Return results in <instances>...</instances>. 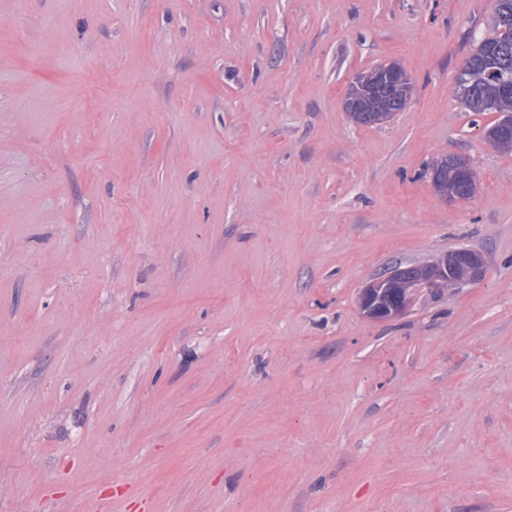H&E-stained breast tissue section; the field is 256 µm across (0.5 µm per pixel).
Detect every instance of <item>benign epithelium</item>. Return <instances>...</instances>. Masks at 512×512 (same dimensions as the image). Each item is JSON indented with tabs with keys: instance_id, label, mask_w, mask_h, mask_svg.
Segmentation results:
<instances>
[{
	"instance_id": "obj_1",
	"label": "benign epithelium",
	"mask_w": 512,
	"mask_h": 512,
	"mask_svg": "<svg viewBox=\"0 0 512 512\" xmlns=\"http://www.w3.org/2000/svg\"><path fill=\"white\" fill-rule=\"evenodd\" d=\"M412 78L398 65L386 64L375 70L357 75L351 82L346 98V109L355 118L360 112H369L376 123L387 118V102L397 98L404 103L411 100ZM496 142L512 145V115L505 114L495 132ZM431 183L443 196L456 199L458 192L475 186V174L469 161L462 157L440 159L431 171ZM457 266L469 271V278L459 281L451 277ZM485 272V260L481 254L470 249H456L445 256L442 264L410 274L391 272L368 282L361 292V301L373 299L374 290L385 284L389 286V307L375 311L376 319L390 320L402 315L405 298L419 289H434L448 286L461 288L479 281Z\"/></svg>"
}]
</instances>
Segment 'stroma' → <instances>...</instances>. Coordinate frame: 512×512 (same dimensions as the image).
I'll return each mask as SVG.
<instances>
[{
    "label": "stroma",
    "instance_id": "stroma-1",
    "mask_svg": "<svg viewBox=\"0 0 512 512\" xmlns=\"http://www.w3.org/2000/svg\"><path fill=\"white\" fill-rule=\"evenodd\" d=\"M493 7L0 0V512H512V153L454 94ZM459 248L480 282L362 314ZM378 67L357 75L351 82L345 105L352 119L357 117L358 112H371L374 122L381 123L388 116V100L397 98L404 102V106L411 100L412 78L407 71L399 65L392 64ZM354 121L363 126L374 125L362 118H356ZM431 183L446 198L466 200L473 196V190L463 192L459 198L458 192L474 188L475 174L466 158H448V164L442 158L432 168Z\"/></svg>",
    "mask_w": 512,
    "mask_h": 512
}]
</instances>
